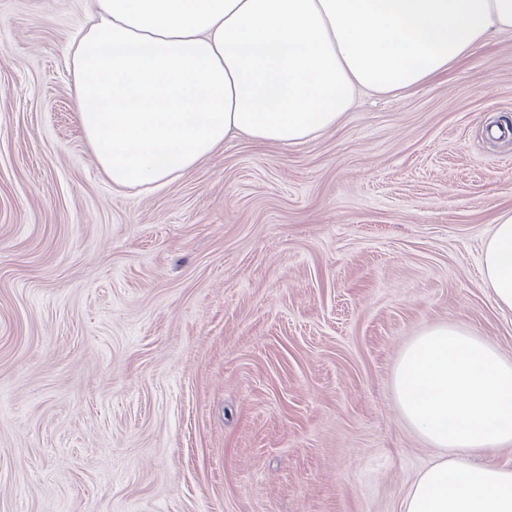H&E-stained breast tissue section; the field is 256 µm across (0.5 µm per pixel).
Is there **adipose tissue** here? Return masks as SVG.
I'll use <instances>...</instances> for the list:
<instances>
[{"mask_svg": "<svg viewBox=\"0 0 512 512\" xmlns=\"http://www.w3.org/2000/svg\"><path fill=\"white\" fill-rule=\"evenodd\" d=\"M512 30V0H95L73 47L80 123L113 186L164 184L245 136L292 145L336 126L357 95L411 89ZM512 311V211L483 256ZM404 420L437 450L401 512H512V362L454 325L400 355Z\"/></svg>", "mask_w": 512, "mask_h": 512, "instance_id": "obj_1", "label": "adipose tissue"}]
</instances>
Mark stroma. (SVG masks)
Instances as JSON below:
<instances>
[{
    "mask_svg": "<svg viewBox=\"0 0 512 512\" xmlns=\"http://www.w3.org/2000/svg\"><path fill=\"white\" fill-rule=\"evenodd\" d=\"M92 0H0V512H399L436 451L394 367L437 324L512 361V32L293 146L116 188L73 97ZM495 224L482 260L484 275L495 304L512 311V209Z\"/></svg>",
    "mask_w": 512,
    "mask_h": 512,
    "instance_id": "35a3bbf8",
    "label": "stroma"
}]
</instances>
